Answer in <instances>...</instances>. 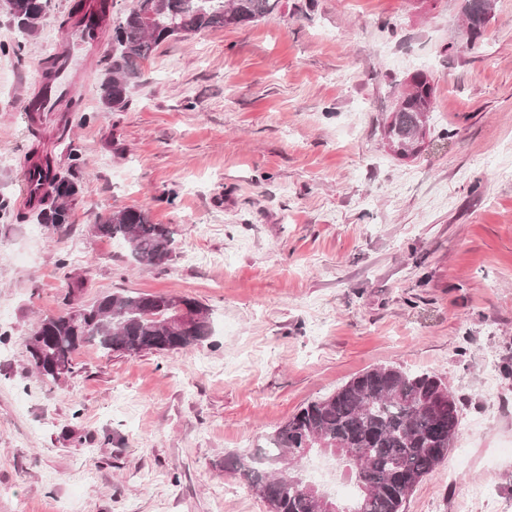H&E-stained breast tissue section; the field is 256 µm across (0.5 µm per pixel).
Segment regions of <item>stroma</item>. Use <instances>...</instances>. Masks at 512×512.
Here are the masks:
<instances>
[{
  "instance_id": "stroma-1",
  "label": "stroma",
  "mask_w": 512,
  "mask_h": 512,
  "mask_svg": "<svg viewBox=\"0 0 512 512\" xmlns=\"http://www.w3.org/2000/svg\"><path fill=\"white\" fill-rule=\"evenodd\" d=\"M75 0L36 36L0 9V512H269L224 456L307 403L397 366L440 377L461 424L404 512H512V0L476 46L464 0H278L265 19L162 43L124 111H102V38L68 113L32 136L21 104ZM430 76L426 144L397 156L395 99ZM79 192L62 225L18 207L25 158ZM171 227L175 256L132 264L95 233L124 207ZM113 292L189 297L213 335L182 351L96 346L37 381L33 328ZM487 487V498L469 491Z\"/></svg>"
}]
</instances>
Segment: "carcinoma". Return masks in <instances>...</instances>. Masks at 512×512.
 I'll list each match as a JSON object with an SVG mask.
<instances>
[{"label": "carcinoma", "mask_w": 512, "mask_h": 512, "mask_svg": "<svg viewBox=\"0 0 512 512\" xmlns=\"http://www.w3.org/2000/svg\"><path fill=\"white\" fill-rule=\"evenodd\" d=\"M19 31L33 36L44 13L42 0H3ZM275 8L273 0H134L113 28L111 64L97 78L98 101L109 112H121L140 64L162 43L206 29L230 28L258 22ZM494 0L465 12L472 38L482 36ZM433 109V85L428 76L412 77V88L396 102L385 136L407 156L427 126ZM56 194L39 215L63 224L69 210V184L57 182ZM97 233L125 241L133 263L161 267L172 261L174 231L153 223L149 211L126 207L99 219ZM170 295L112 293L87 303V314L76 321L65 311L46 317L35 327L42 336L28 344L31 365L40 381H60L56 360L74 364V353L95 343L108 353L137 356L173 352L204 344L212 336L209 313L182 329L166 326ZM448 390L441 378L393 366L365 371L333 395L312 401L266 438L264 445L224 456V472L246 480L262 491L270 512H318L293 479L302 474L293 461L312 452L336 456V444L355 448L360 455L339 460L355 468L360 495L369 497V512H403L414 486L448 456L459 425L455 397L436 402Z\"/></svg>", "instance_id": "1"}]
</instances>
